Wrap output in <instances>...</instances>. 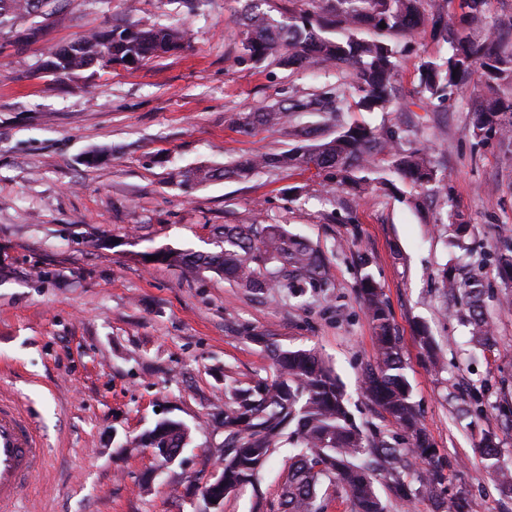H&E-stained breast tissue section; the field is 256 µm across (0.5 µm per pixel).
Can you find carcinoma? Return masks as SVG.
<instances>
[{"label":"carcinoma","mask_w":512,"mask_h":512,"mask_svg":"<svg viewBox=\"0 0 512 512\" xmlns=\"http://www.w3.org/2000/svg\"><path fill=\"white\" fill-rule=\"evenodd\" d=\"M64 0H0V30L29 24L30 34L42 30L62 7ZM264 0H245L244 29L240 42L244 56L261 63L279 57L288 67L304 68L334 64L353 70L357 97L354 106L364 112H385L396 98L398 42L419 31L449 44L446 58L426 60L420 65V92L445 105L466 79L479 76V106L472 113L471 135L484 141L496 138L512 143V98L500 94L512 83V33L495 44L481 41L476 28L482 22L487 0H459L461 13L451 17L452 0H312L326 15L313 21L290 15L277 20L262 10ZM386 27H380V24ZM329 28L342 37L324 35ZM368 31L372 37L360 38ZM186 32L177 26L140 28L113 26L61 46L42 63L43 73L60 82L84 70L114 65L136 66L184 48ZM132 60H126V57ZM341 96L331 88L299 99L288 106L255 112L235 120L239 132L254 125L288 130L296 146L286 152L241 158L223 170L197 168L184 180L203 183L216 178L245 179L263 168L315 169L316 175L338 188L365 192L386 188L391 181L378 175V162L387 158L392 171L417 187L440 191L435 166L425 148H404L400 131L393 126L371 128L352 124L339 126L333 139L312 142L313 130L299 117L323 114L325 122L338 120ZM212 252L187 254L165 248L157 252V263L188 272L201 270L222 274L239 287L257 292H277L298 297L306 288H326L328 267L323 253L306 239L293 235L280 224H224L214 227ZM498 277L512 283V236L504 234L495 250ZM446 291L463 289L468 302L467 324L472 340L481 347L493 337L485 301L484 281L475 273L460 281L453 269L443 267ZM360 297L375 333V367L364 379L367 395L411 439V447L397 448L385 440H369L356 426L346 394L334 371L316 353L306 349L284 350L268 343L273 376L247 386H231L224 393V406L216 407L209 425L224 433V457L219 473L224 485L207 483L198 488L204 507L223 506L224 499L240 487L254 483L272 454L286 442L296 449L288 457V474L280 491L278 512H323L319 492L328 482L344 492L352 512H384L375 489L378 465H387L393 494L410 501L413 484L404 478L411 460L430 462L433 448L420 414L412 402V390L404 372L400 337L382 288L366 275ZM421 347L434 370L441 372V357L425 329H418ZM190 439L180 421L165 420L134 437L130 445L166 448L178 452ZM481 458L496 474L501 492L512 498V467L501 458L499 442L487 435L481 442ZM444 475L425 469L422 486L438 491Z\"/></svg>","instance_id":"obj_1"}]
</instances>
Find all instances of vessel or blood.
<instances>
[{
  "mask_svg": "<svg viewBox=\"0 0 512 512\" xmlns=\"http://www.w3.org/2000/svg\"><path fill=\"white\" fill-rule=\"evenodd\" d=\"M45 453L31 415L0 395V512H17L22 490Z\"/></svg>",
  "mask_w": 512,
  "mask_h": 512,
  "instance_id": "b4317fda",
  "label": "vessel or blood"
}]
</instances>
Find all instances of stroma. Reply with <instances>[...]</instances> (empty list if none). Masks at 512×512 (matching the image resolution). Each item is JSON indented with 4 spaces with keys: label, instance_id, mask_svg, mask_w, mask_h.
<instances>
[{
    "label": "stroma",
    "instance_id": "stroma-1",
    "mask_svg": "<svg viewBox=\"0 0 512 512\" xmlns=\"http://www.w3.org/2000/svg\"><path fill=\"white\" fill-rule=\"evenodd\" d=\"M244 0H65L38 34L0 32V392L35 413L50 452L19 512H200L193 491L222 454L205 427L228 384L271 377L266 348L317 352L345 386L356 425L396 447L410 439L364 391L375 362L372 326L359 295L371 276L402 338L412 397L445 482L438 496L469 512H512L478 445L496 435L512 464V309L492 254L512 232V144L470 132L472 88L446 108L419 92L424 59L447 56L422 33L397 57L402 96L385 112L346 110L348 124L394 125L404 145L428 148L446 193L415 207L416 189L356 195L302 169L246 179L183 182L186 170L291 149L287 132L262 125L244 135L231 118L336 85L349 71L296 70L271 57L245 60L238 31ZM178 24L184 48L148 63L90 69L52 81L49 53L101 29ZM470 224L455 242L450 214ZM224 224H280L320 249L330 288L289 305L204 271L188 276L146 262L154 248L212 250ZM101 239V246L87 242ZM481 270L493 324L489 348L463 321L468 298L446 295L439 270ZM426 328L447 365L435 374L417 340ZM262 341H255V334ZM482 412H469L473 401ZM164 419L184 422L191 442L160 466L126 447ZM288 452L259 480L232 493L224 512H277Z\"/></svg>",
    "mask_w": 512,
    "mask_h": 512
}]
</instances>
